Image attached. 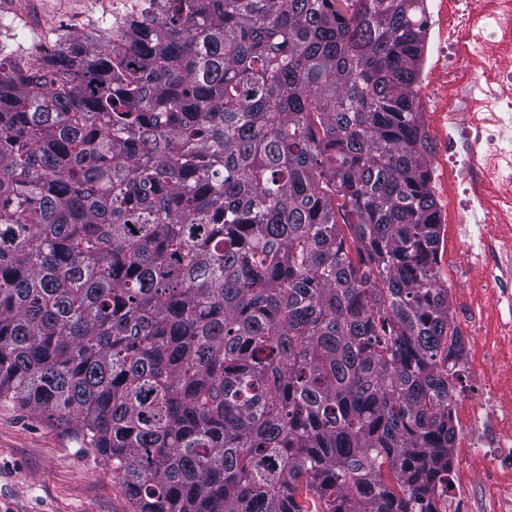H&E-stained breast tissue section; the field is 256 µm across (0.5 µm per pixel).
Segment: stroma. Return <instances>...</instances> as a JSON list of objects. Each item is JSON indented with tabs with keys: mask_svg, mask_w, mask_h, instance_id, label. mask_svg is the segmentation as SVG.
<instances>
[{
	"mask_svg": "<svg viewBox=\"0 0 512 512\" xmlns=\"http://www.w3.org/2000/svg\"><path fill=\"white\" fill-rule=\"evenodd\" d=\"M130 0H0V35L10 45L48 55L65 40L107 36L112 21L123 15ZM440 250L443 280L455 288L487 274L470 262L469 251L444 221ZM469 385H496L505 365L489 363L493 336L474 338ZM0 512H134L111 467L82 454L38 413L0 404Z\"/></svg>",
	"mask_w": 512,
	"mask_h": 512,
	"instance_id": "35a3bbf8",
	"label": "stroma"
}]
</instances>
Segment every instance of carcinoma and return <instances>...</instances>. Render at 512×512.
I'll return each mask as SVG.
<instances>
[{
  "label": "carcinoma",
  "mask_w": 512,
  "mask_h": 512,
  "mask_svg": "<svg viewBox=\"0 0 512 512\" xmlns=\"http://www.w3.org/2000/svg\"><path fill=\"white\" fill-rule=\"evenodd\" d=\"M426 36V0H139L0 46V401L136 512H440Z\"/></svg>",
  "instance_id": "carcinoma-1"
}]
</instances>
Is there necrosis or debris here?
<instances>
[{"mask_svg":"<svg viewBox=\"0 0 512 512\" xmlns=\"http://www.w3.org/2000/svg\"><path fill=\"white\" fill-rule=\"evenodd\" d=\"M489 14L483 50L465 56L452 38H439L429 74H464L449 87L447 107L434 111L449 149L453 222L463 239L472 236L477 218L487 223L471 257L493 278L497 306L490 318L499 342L512 346V237L503 232L512 225V0H494ZM490 191L498 203L485 212L481 206ZM453 418L462 449L449 474L455 495L443 502L444 512H487L470 484L473 470L482 473L483 487L494 490L488 512H512V403L497 387L475 400L460 390Z\"/></svg>","mask_w":512,"mask_h":512,"instance_id":"necrosis-or-debris-1","label":"necrosis or debris"}]
</instances>
